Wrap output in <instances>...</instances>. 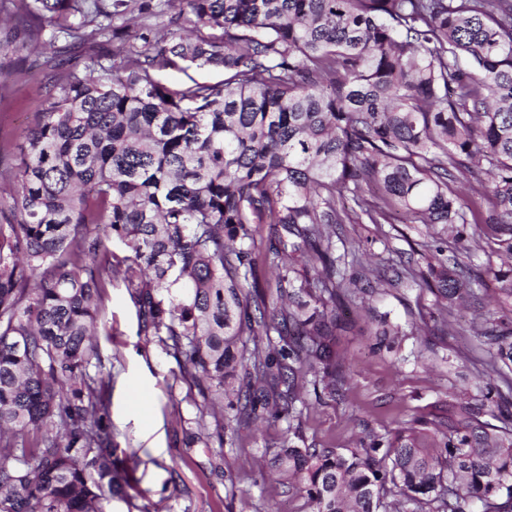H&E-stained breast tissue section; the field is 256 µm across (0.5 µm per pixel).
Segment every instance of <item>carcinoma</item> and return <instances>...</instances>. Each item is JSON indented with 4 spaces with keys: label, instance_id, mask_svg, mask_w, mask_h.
Returning a JSON list of instances; mask_svg holds the SVG:
<instances>
[{
    "label": "carcinoma",
    "instance_id": "obj_1",
    "mask_svg": "<svg viewBox=\"0 0 512 512\" xmlns=\"http://www.w3.org/2000/svg\"><path fill=\"white\" fill-rule=\"evenodd\" d=\"M175 3L211 33L144 24V46L123 42L129 14ZM4 10L44 49L60 37L121 44L106 63L54 64L19 164L0 139V512H105L124 480L107 383L88 373L94 359L104 368L96 336L114 281L138 332L197 389L191 441L222 446L253 418H285L269 468L315 512H512L511 385L487 382L446 415L370 430L343 451L306 442L302 394L343 398L337 311L373 292L341 267L336 225L397 213L442 225L464 250L476 224L508 256L481 336L492 371L512 373V0H158L154 11L0 0ZM205 67L224 79L157 77ZM481 172V196L464 201L454 183ZM261 224L288 239L259 249ZM114 239L130 254L116 257ZM266 265L274 289L260 283ZM422 281L445 327L483 285L435 256ZM373 320L378 347H398L388 315ZM217 402L227 414L210 411Z\"/></svg>",
    "mask_w": 512,
    "mask_h": 512
}]
</instances>
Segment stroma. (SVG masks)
<instances>
[{"label":"stroma","mask_w":512,"mask_h":512,"mask_svg":"<svg viewBox=\"0 0 512 512\" xmlns=\"http://www.w3.org/2000/svg\"><path fill=\"white\" fill-rule=\"evenodd\" d=\"M27 33L0 22V133L13 141L12 162L44 97L43 81L22 84L17 63H44ZM434 227L423 224H340L336 249L358 246L354 270L376 290L370 308L388 314L405 337L398 353L374 350V324L366 311L349 314L338 335V349L350 366L344 401L322 404L306 393L307 443L351 448L363 427L382 433L413 415L442 413L449 399L477 394L490 375V349L479 336L474 312L454 310L448 328L431 322L434 301L420 279L434 241ZM468 251L457 252L443 239L445 258H458L473 274L489 279L500 262L495 239L469 226ZM369 308V309H370ZM104 328L98 338L103 363L111 364L109 418L114 455L126 466L125 494L112 498L106 512H313L303 495L273 483L259 461L278 445L286 421L243 426L235 445L188 444L198 410L175 357L157 337L137 333L135 307L121 283L104 295Z\"/></svg>","instance_id":"obj_1"}]
</instances>
